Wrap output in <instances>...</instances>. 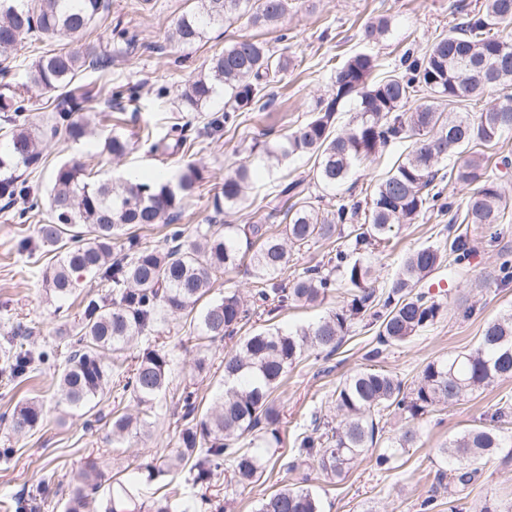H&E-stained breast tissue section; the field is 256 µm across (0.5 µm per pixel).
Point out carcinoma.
I'll return each instance as SVG.
<instances>
[{
	"label": "carcinoma",
	"instance_id": "1",
	"mask_svg": "<svg viewBox=\"0 0 512 512\" xmlns=\"http://www.w3.org/2000/svg\"><path fill=\"white\" fill-rule=\"evenodd\" d=\"M104 0H0V57L9 58L23 40L59 36L78 38L104 10ZM288 11V0H197L194 10L177 18L171 38L179 46L200 42L207 30L234 16H245L259 26H274ZM512 25V0H483L477 12L438 37L419 56L405 54L401 70L376 81L377 57L359 52L336 68L334 92L321 101L317 113L306 124L288 134L275 148L267 145L258 158L271 160L290 155L315 153L320 162L315 179L325 191L343 184L354 167L376 154L391 138L413 139L409 153L393 167L370 197L365 222L345 232L356 211L344 203L322 211L309 201V186L302 180L285 184L279 192L286 239L268 233L265 224H207L196 229L193 241L167 249L140 244L131 229L153 224H171L183 198L192 194L202 179L200 169L188 165L174 176L152 182L91 181L80 163H63L53 173L48 195L47 222L40 225L42 240L57 251V260L43 273L45 288L58 299L73 294V274H87L112 285V298L89 295L82 305L80 320L68 342L69 354L58 375L60 402L85 408L117 388L130 395L140 408L112 417V435L123 438L151 427L155 403L169 385L170 355L152 342L154 333L169 316L197 312V330L202 338H236L250 315L241 298L226 293L198 307L211 288L215 272L237 267L250 258L260 287L254 302H273L283 308L292 303H314L339 283L348 287L347 301L317 323L295 332L267 329L239 339L236 353L224 358V389L206 414L198 415L195 393L181 395L185 428L176 462L141 463L130 480L119 481L97 504L99 512H142L135 481L173 466L187 468L184 485L208 484L227 472L231 489L252 484L269 462V448L280 443V409L271 399L273 390L295 364L304 347L332 354L359 319L367 315L379 322L378 341L400 346L433 325L441 303L415 291L416 286L454 256L459 263L467 255L466 242L456 237L448 249L426 246L408 253L399 272L382 291L374 287L370 266L348 259V249L368 250L390 241L392 228L412 224L422 212L439 207L455 210L452 221L498 236L507 202L500 186L488 172L489 158L477 150L490 146L504 133L512 132V95L488 105L480 112L465 107L490 91L512 88V36L499 29ZM100 57L89 51L78 54L58 51L39 57L28 72L29 82L44 89L65 90L68 108L56 113L42 132L26 126L24 99L10 82L0 85V112H8L12 125L7 149L0 152V198L15 200L28 196L8 172L21 165L39 163L48 137L65 128L69 138L85 137L87 127L79 119L83 110L74 94L75 78L83 67L101 69ZM288 70V57L275 55L264 42L238 41L214 54L207 73L191 82L181 93L183 106L194 111L208 102L217 86L227 97L224 115L208 126L219 130L241 112L260 102L279 74ZM424 101L412 111L405 106L418 96ZM357 99L352 127L333 134L332 126L340 104ZM106 151L122 157L131 143L120 134L105 141ZM454 159V178L477 190L463 207L453 203L436 205L438 190L446 175L437 164ZM253 167L240 165L224 177V205L234 207L243 199ZM347 238L325 264L304 268L286 279L288 246L306 247L333 236ZM123 241L126 254L117 259L112 246ZM148 347L136 357L134 367H125L124 352L133 341ZM53 352L34 353L19 345L3 350L0 373L20 383ZM512 377V311L488 321L479 346L452 358L425 365L410 391L390 373L362 368L346 376L336 387V426H315L304 435L291 462L290 471L317 465L333 477L347 474L355 461L376 443L380 419L395 412L406 424L390 444L375 457L379 469L394 468L399 456L418 441L414 422L498 379ZM512 415V404L504 401L490 417L491 425L463 431L440 449L449 468L440 480L465 488L478 476V464L488 457L503 455L512 461L511 436L497 426ZM8 427L25 435L42 421V407L34 400L17 404L6 417ZM252 436L253 450L243 452L238 441ZM97 466L86 464L83 483L72 492L66 512H83L89 493H97ZM154 512H190L181 488L153 504ZM256 512H322L319 496L308 488L285 486L261 499Z\"/></svg>",
	"mask_w": 512,
	"mask_h": 512
}]
</instances>
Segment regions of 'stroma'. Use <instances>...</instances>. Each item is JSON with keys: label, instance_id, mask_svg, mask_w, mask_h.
<instances>
[{"label": "stroma", "instance_id": "1", "mask_svg": "<svg viewBox=\"0 0 512 512\" xmlns=\"http://www.w3.org/2000/svg\"><path fill=\"white\" fill-rule=\"evenodd\" d=\"M481 3L292 0L277 27L257 28L242 18L213 27L197 45L182 49L170 43L169 31L175 18L194 7V0H149L142 9L137 0H108L102 19L78 41H26L13 58L0 59V68L10 67L9 79L19 86L46 51L93 46L112 54L106 75L86 70L76 78L88 90L81 116L91 121V134L78 141L62 136L51 142L37 165L17 170L18 181L43 199L54 169L72 159L82 162L97 178L136 172L144 180L162 170L178 171L192 162L200 168L202 179L195 193L184 199L175 224L184 240H192L197 227L216 217L227 224H266L273 233H282L285 223L273 211L278 187L293 179L310 181L317 166L315 155H294L273 165L256 164V174L240 205L219 214L215 208L224 201L225 174L252 159L253 145L276 144L310 120L318 100L332 92L337 62L370 50L379 57L378 77L391 75L405 51L423 53L439 35L476 12ZM379 15L389 18L390 28L379 43L372 44L364 37V26ZM117 26L134 34L131 54H118L111 38ZM250 37L267 41L276 53L287 56L288 70L269 85L268 106L241 112L234 124L212 130L207 121L223 112V92H215L199 112L186 111L180 93L203 73L214 53ZM105 78L113 85L132 88L134 101L111 103L109 92L98 89ZM176 124L188 127V145L164 155L152 152L143 138L144 131H152L154 140L166 141ZM115 133L131 140V153L120 158L104 153L105 139ZM409 145V139H395L361 161L349 181L337 189V199L348 204L364 202ZM17 208V203L0 199V348L14 335L23 334L27 348L36 352L64 345L80 317L82 298L105 294L106 288L100 280L83 278L67 301L61 303L47 296L42 271L52 254L37 233L44 217L38 214L22 224L15 217ZM498 229V239L491 242L463 225L451 224L447 214L426 211L415 223L402 225L387 247L362 253V260L371 264L376 284L381 287L396 276L405 255L416 248L447 246L453 233L465 236L469 249L462 264L445 265L419 283V291L440 302L442 312L433 326L410 342L379 348L378 327L366 319L353 325L332 357L304 349L273 393L284 416L272 467L229 500L224 497L223 482H216L210 489L212 500L228 502L227 512H254L260 498L285 485L315 491L324 512H419L420 502L430 496L436 499L433 512H448L449 500L459 495L465 507L477 512L485 500L512 498V465H502L496 459L483 463L479 479L464 492L437 482L438 472L445 466L439 448L466 429L488 424L500 400L512 401V378L470 392L462 400L420 418L416 447L407 449L394 469H379L374 459L404 424L395 414L383 417L376 447L365 452L344 477L328 476L315 466L296 471L283 468L302 434L311 431L314 420L335 421L334 392L344 376L367 365L380 366L397 377L404 390H411L428 362L476 348L486 321L512 310V281L497 278L501 263L512 261V212ZM346 300L347 290L340 287L321 303H296L251 317L241 333L247 336L264 328L293 331L317 322ZM195 325L190 315L169 318L161 325L158 342L172 358L170 384L158 404L154 428L135 437L114 442L107 436L113 412L135 410L134 402L120 392L107 393L91 411L58 405L57 366L41 367L14 388L0 385V413L26 399L39 401L44 412L40 425L25 436L0 427V448L12 451L9 458H0V512H8L7 503L36 498L46 500L43 512H64L76 485V473L90 461L97 463L102 483L107 486L113 479L126 477L138 463L171 456L184 427L179 404L182 390L196 391L202 408H209L223 379L224 358L237 348L236 341L228 339L199 341Z\"/></svg>", "mask_w": 512, "mask_h": 512}]
</instances>
